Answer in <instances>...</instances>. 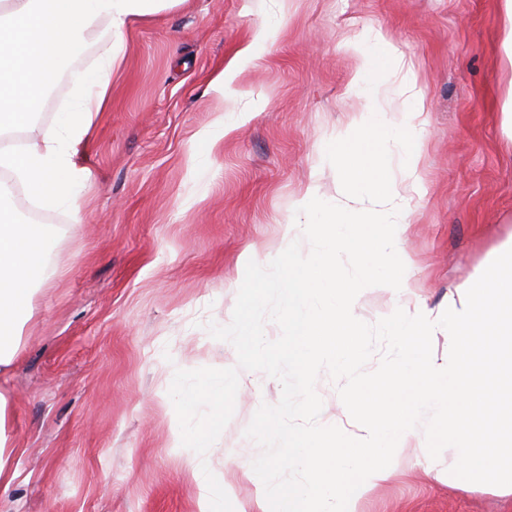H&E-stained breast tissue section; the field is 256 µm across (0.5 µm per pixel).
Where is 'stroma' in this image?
<instances>
[{
  "mask_svg": "<svg viewBox=\"0 0 512 512\" xmlns=\"http://www.w3.org/2000/svg\"><path fill=\"white\" fill-rule=\"evenodd\" d=\"M276 33L255 57L238 53L261 25ZM382 29L425 100L422 197L409 203L408 282L433 317L512 236V142L500 106L512 70L500 52L496 0H185L135 22L112 79V106L78 162L94 185L64 225L54 284L36 297L25 349L8 374L18 476L0 512H199L201 488L176 447L168 391L175 369L236 366L234 347L205 325L228 324L240 259L268 265L306 190L332 197L325 148L357 115L347 88L356 61L341 43ZM231 68L226 90L215 78ZM222 137H215L216 128ZM318 421L360 426L320 373ZM278 380L239 374L233 416L210 447L235 512L262 486L260 447L245 431ZM417 439L389 480L366 488L358 512H512L494 485L461 490Z\"/></svg>",
  "mask_w": 512,
  "mask_h": 512,
  "instance_id": "1",
  "label": "stroma"
}]
</instances>
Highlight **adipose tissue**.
I'll return each instance as SVG.
<instances>
[{
  "mask_svg": "<svg viewBox=\"0 0 512 512\" xmlns=\"http://www.w3.org/2000/svg\"><path fill=\"white\" fill-rule=\"evenodd\" d=\"M182 0H0V134L22 132L18 148L0 147V377L19 358L26 329L35 318L34 298L57 275L49 244L55 224H29L14 209L13 183L32 188L45 208L80 212L91 175L76 160L93 134L96 119L112 102V75L126 52L124 33L134 19L159 13ZM105 48L99 65L83 75L59 123L40 128L35 120L62 65L88 41ZM13 401L0 385V487L17 476L8 433Z\"/></svg>",
  "mask_w": 512,
  "mask_h": 512,
  "instance_id": "1",
  "label": "adipose tissue"
}]
</instances>
